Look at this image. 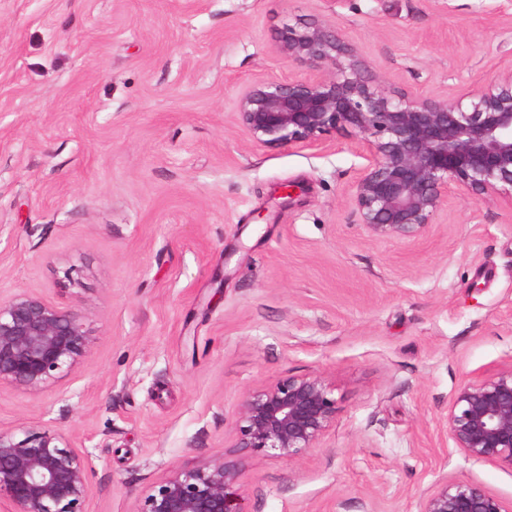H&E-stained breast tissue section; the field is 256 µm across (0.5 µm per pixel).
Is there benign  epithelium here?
I'll use <instances>...</instances> for the list:
<instances>
[{"mask_svg": "<svg viewBox=\"0 0 512 512\" xmlns=\"http://www.w3.org/2000/svg\"><path fill=\"white\" fill-rule=\"evenodd\" d=\"M309 78L259 79L234 107L253 142L270 149L319 146L330 133L359 139L367 164L352 202L378 239L413 242L448 205V193L512 202V66L461 96L421 98L388 85L336 26L315 18L278 40ZM85 313L39 294L0 298V385L41 393L91 351ZM336 424L334 387L320 372L288 375L247 392L233 444L241 454L294 461ZM448 436L478 461L512 470V367L461 384L448 405ZM89 458L58 430H0V502L8 512H87ZM236 463L201 458L140 493L132 512H244ZM420 512H512L478 484L444 481Z\"/></svg>", "mask_w": 512, "mask_h": 512, "instance_id": "7a95c632", "label": "benign epithelium"}]
</instances>
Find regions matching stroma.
I'll return each instance as SVG.
<instances>
[{
	"instance_id": "stroma-1",
	"label": "stroma",
	"mask_w": 512,
	"mask_h": 512,
	"mask_svg": "<svg viewBox=\"0 0 512 512\" xmlns=\"http://www.w3.org/2000/svg\"><path fill=\"white\" fill-rule=\"evenodd\" d=\"M316 17L423 96L512 65V0H0V294L80 305L92 338L47 391L1 385L0 429L88 454L87 512L223 456L247 391L312 371L336 424L246 459L245 512H420L447 479L512 499L448 436L457 387L512 366V204L452 195L415 243L375 239L356 138L270 149L235 120L246 84L309 76L278 34Z\"/></svg>"
}]
</instances>
